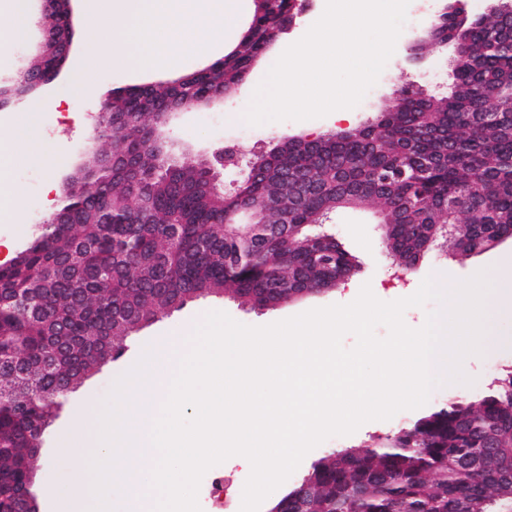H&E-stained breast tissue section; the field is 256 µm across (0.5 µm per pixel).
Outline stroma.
<instances>
[{"instance_id":"1","label":"stroma","mask_w":512,"mask_h":512,"mask_svg":"<svg viewBox=\"0 0 512 512\" xmlns=\"http://www.w3.org/2000/svg\"><path fill=\"white\" fill-rule=\"evenodd\" d=\"M446 0H410L406 22L398 37L397 46L389 58L376 84L361 102L351 108V127H360L373 121L376 113L384 111L393 93L403 85L428 94H442L452 79L455 52L446 47L413 60L409 57V45L418 37L423 25L440 13ZM75 23V52L66 66L63 79L47 90L50 104L46 109L13 108L0 112V128L14 119L26 120V133L34 163L14 169L10 177L26 191L25 209L15 224H1L0 236L10 237L16 246H23L36 231L41 218L50 213L46 202L45 187L48 181H60L62 175L77 163L78 149L87 146L88 138L98 122L96 101L111 90L123 89L148 82H165L205 68V61L186 55L177 68L164 71H145L136 75L122 70L103 67L88 71L83 67V51L86 42L96 31L86 16L85 0L73 4ZM307 31L305 18H298L295 26L282 34L278 41L253 65L237 93L207 108L179 114L164 132L173 155L190 150L199 156H214L225 148L236 151L241 157L252 152H267L285 135L296 134L308 139L339 130L335 114L304 121L286 120L253 126L245 122L255 88L265 72L277 61L283 51L301 39ZM53 161L52 168L39 164V157ZM334 228L345 248L361 264L360 271L333 290L305 295L288 303L264 310H252L238 305L230 298L207 297L187 302L181 309L154 321L123 343L120 354L114 355L99 370L93 372L72 393L49 427V433L33 468L32 490L39 512H66L65 499L58 488L62 478L71 476L69 459L57 456L56 448L67 431L74 407L85 399H93L97 406H104L119 376L128 371L142 356L180 328H191L208 311L220 310L234 320L250 325L263 326L284 320L314 308L346 305L353 302L363 285H370L373 294L385 302L413 295L428 276H436L440 283L448 279L464 280L479 271L494 268L512 270V239L478 256L455 258L438 251L424 256L408 271L394 267L383 243L382 228L377 214L372 211L337 212ZM490 343L484 344L479 355L467 356L462 364L464 373L473 378V385L448 384L432 391L422 409L404 410L388 420H372L361 425L354 433L333 436L312 449L299 467L284 482V489L297 486L311 473L314 465L328 452L356 449L373 440L392 434L407 422L422 416L424 410L434 409L454 398H473L485 391L499 378L504 370L512 368V308L497 314L489 325ZM250 473L249 466L234 459L211 468L203 476L198 502L202 512H216L211 497L212 482L222 478L229 482L232 491L242 492Z\"/></svg>"}]
</instances>
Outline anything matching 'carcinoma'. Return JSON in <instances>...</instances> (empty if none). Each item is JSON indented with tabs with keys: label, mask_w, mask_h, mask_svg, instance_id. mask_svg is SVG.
<instances>
[{
	"label": "carcinoma",
	"mask_w": 512,
	"mask_h": 512,
	"mask_svg": "<svg viewBox=\"0 0 512 512\" xmlns=\"http://www.w3.org/2000/svg\"><path fill=\"white\" fill-rule=\"evenodd\" d=\"M288 0H267L210 71L174 86H134L106 106L116 132L65 196L59 223L0 265V512L23 492L62 406L58 383L98 369L145 325L200 296L270 308L321 293L358 264L328 228L341 209L380 208L399 268L437 244L466 258L512 239V0L465 21L445 95L402 86L376 121L246 167L212 185L197 157L158 167L164 112L228 96L288 27ZM277 512H512V372L478 400L458 399L356 450L332 451Z\"/></svg>",
	"instance_id": "carcinoma-1"
}]
</instances>
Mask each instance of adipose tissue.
Instances as JSON below:
<instances>
[{
    "label": "adipose tissue",
    "mask_w": 512,
    "mask_h": 512,
    "mask_svg": "<svg viewBox=\"0 0 512 512\" xmlns=\"http://www.w3.org/2000/svg\"><path fill=\"white\" fill-rule=\"evenodd\" d=\"M240 0H91L88 15L100 36L84 57L88 68H166L181 51L210 57L234 33ZM25 157L24 143L0 131V222L21 210V189L6 177Z\"/></svg>",
    "instance_id": "adipose-tissue-1"
}]
</instances>
